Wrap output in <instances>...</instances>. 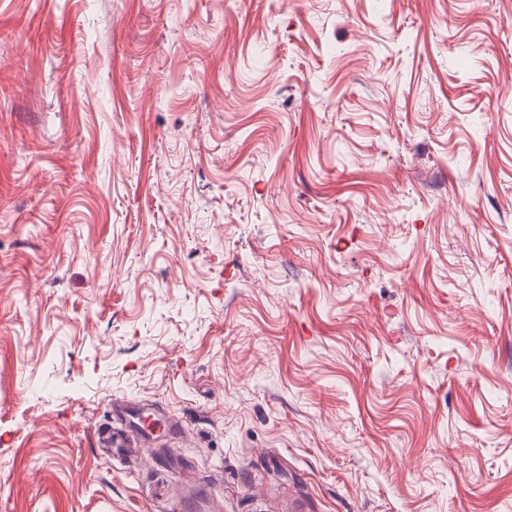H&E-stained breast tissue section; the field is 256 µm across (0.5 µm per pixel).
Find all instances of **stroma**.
<instances>
[{"mask_svg":"<svg viewBox=\"0 0 512 512\" xmlns=\"http://www.w3.org/2000/svg\"><path fill=\"white\" fill-rule=\"evenodd\" d=\"M0 512H512V0H0Z\"/></svg>","mask_w":512,"mask_h":512,"instance_id":"stroma-1","label":"stroma"}]
</instances>
